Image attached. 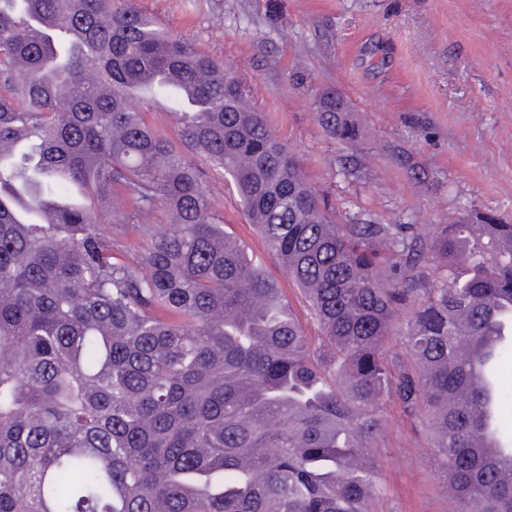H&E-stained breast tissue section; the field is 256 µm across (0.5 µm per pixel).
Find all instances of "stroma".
<instances>
[{"label": "stroma", "instance_id": "obj_1", "mask_svg": "<svg viewBox=\"0 0 512 512\" xmlns=\"http://www.w3.org/2000/svg\"><path fill=\"white\" fill-rule=\"evenodd\" d=\"M223 60L343 224H512V0H137ZM334 90L361 130L342 143L315 118ZM211 207L288 278L222 172ZM379 512H451L417 425L380 414Z\"/></svg>", "mask_w": 512, "mask_h": 512}]
</instances>
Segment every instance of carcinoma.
Returning a JSON list of instances; mask_svg holds the SVG:
<instances>
[{
	"mask_svg": "<svg viewBox=\"0 0 512 512\" xmlns=\"http://www.w3.org/2000/svg\"><path fill=\"white\" fill-rule=\"evenodd\" d=\"M243 100L136 0H0V512H375L384 405L426 429L452 512H512V224H339ZM206 184L212 209L224 215L225 230L229 232L232 237L247 244L253 252L261 258L267 271L286 289L289 298L305 325L307 334L309 336L316 335L317 327L315 322H313L308 315L307 308L300 302L299 295L297 294L296 296V294L293 293L292 284L288 282V277L284 271L278 266L274 259L269 257L260 239L253 233L244 220L237 202V195L233 193L229 185L225 182L224 174H222L221 171L208 170Z\"/></svg>",
	"mask_w": 512,
	"mask_h": 512,
	"instance_id": "1",
	"label": "carcinoma"
}]
</instances>
